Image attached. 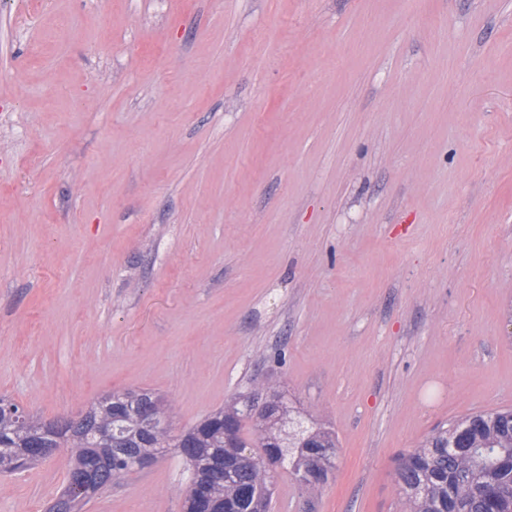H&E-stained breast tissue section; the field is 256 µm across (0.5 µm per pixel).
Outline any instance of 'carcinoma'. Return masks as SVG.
<instances>
[{"instance_id": "1", "label": "carcinoma", "mask_w": 512, "mask_h": 512, "mask_svg": "<svg viewBox=\"0 0 512 512\" xmlns=\"http://www.w3.org/2000/svg\"><path fill=\"white\" fill-rule=\"evenodd\" d=\"M169 407L147 390L114 392L77 420L41 423L0 398V473L18 474L50 449L68 448L72 464L49 512H80L101 490L174 448L193 491L222 512H271L275 474L291 473L312 493L335 467L336 433L288 403L272 384L239 396L173 437ZM250 432H245V427ZM395 482L401 512H512V409L467 415L437 427L400 455Z\"/></svg>"}]
</instances>
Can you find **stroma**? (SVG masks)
Returning a JSON list of instances; mask_svg holds the SVG:
<instances>
[{
  "label": "stroma",
  "mask_w": 512,
  "mask_h": 512,
  "mask_svg": "<svg viewBox=\"0 0 512 512\" xmlns=\"http://www.w3.org/2000/svg\"><path fill=\"white\" fill-rule=\"evenodd\" d=\"M266 381L339 442L273 512H399L401 453L512 408V0H0V397L147 389L177 435Z\"/></svg>",
  "instance_id": "1"
}]
</instances>
